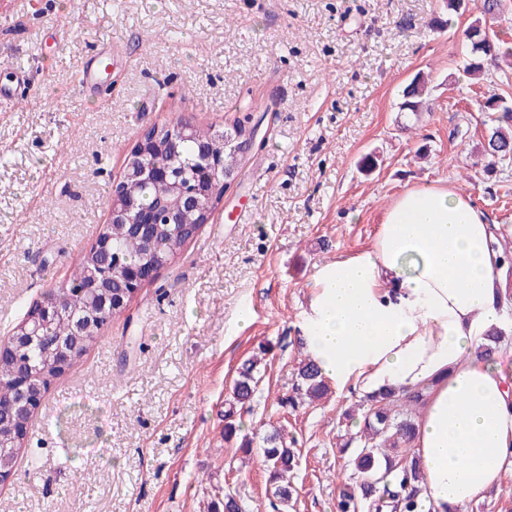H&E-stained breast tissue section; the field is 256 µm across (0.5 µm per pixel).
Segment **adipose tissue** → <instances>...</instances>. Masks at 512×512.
<instances>
[{"mask_svg":"<svg viewBox=\"0 0 512 512\" xmlns=\"http://www.w3.org/2000/svg\"><path fill=\"white\" fill-rule=\"evenodd\" d=\"M469 195L411 187L371 245L320 265L299 329L339 387L367 398L425 388L413 455L421 512H467L512 473V360L481 355L504 329V254Z\"/></svg>","mask_w":512,"mask_h":512,"instance_id":"ef3b65f1","label":"adipose tissue"}]
</instances>
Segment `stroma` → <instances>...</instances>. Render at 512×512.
<instances>
[{"mask_svg":"<svg viewBox=\"0 0 512 512\" xmlns=\"http://www.w3.org/2000/svg\"><path fill=\"white\" fill-rule=\"evenodd\" d=\"M435 16L444 0H0V84L28 70L22 101L0 105V341L95 242L145 131L258 118L263 136L210 222L53 380L0 512H207L228 492L273 512L266 471L224 440L237 369L258 354L243 430L292 441L288 512H336L358 398L278 404L317 267L369 247L405 188L439 182L512 247V163L488 166L476 105L512 67L468 75L474 11L432 30ZM108 39L120 57L92 101L79 69ZM419 74L429 110L400 111Z\"/></svg>","mask_w":512,"mask_h":512,"instance_id":"1","label":"stroma"}]
</instances>
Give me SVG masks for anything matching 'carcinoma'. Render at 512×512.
Here are the masks:
<instances>
[{
  "label": "carcinoma",
  "mask_w": 512,
  "mask_h": 512,
  "mask_svg": "<svg viewBox=\"0 0 512 512\" xmlns=\"http://www.w3.org/2000/svg\"><path fill=\"white\" fill-rule=\"evenodd\" d=\"M475 8L479 12L465 31L470 42L469 60L466 70L473 76L486 72L485 64L499 66L509 54L499 52L501 39L486 27L483 19L494 18L501 9V0H478ZM427 86L424 78L415 77L403 91L402 109L420 112L426 107ZM487 113L484 152L488 164L512 159V94H493L482 105ZM211 135L209 129H195L194 138L184 140L179 147V156L173 158L167 150L153 147L141 157V163L170 164L178 174L182 185L191 190L197 184L202 161L196 153V141ZM242 143L234 145L214 144V153L224 158L227 170L239 168L243 158ZM128 194L138 206L148 211L149 224L104 225L99 237L108 240V247L95 254H83L73 277L66 283L49 289L47 298L61 299L66 304L69 316L42 324L39 337L23 343L0 361V448L4 449L7 464L15 463L21 445L11 437L16 420L10 403L20 398L15 381L21 376L31 378L36 390H47L51 382L62 373L55 366L54 348L47 343L56 339L68 343L74 350L67 366L78 361L86 345L96 336L110 312L92 311L86 300L91 289L93 273L99 269L111 273L112 293L124 294L128 289L125 272L129 265L149 263L161 268L169 265L182 246L205 224L206 216L195 212L184 218L181 224L167 221L169 210L176 207L175 198L168 186L155 181L140 182L129 186ZM152 246L145 244V239ZM257 362L242 365L233 382L232 397L224 411V441L240 439L238 450L246 455L257 452L268 472L272 497L281 509L290 506L295 488L288 474L297 467L295 449L288 447L285 435L275 429L266 434L260 448H253V439L240 435L237 417L249 411L260 378L256 377ZM329 390L325 377L309 358L299 360L293 395L288 405L296 408L304 401L322 398ZM423 393L420 390L403 394L386 392L370 399V404L360 408L359 430L350 435L342 448L352 449L350 464L354 468L353 479L342 483L336 498V512H378L391 509L393 512H417L416 485L422 480L420 464L410 455V445L415 432V419ZM211 512H242L236 497L226 493L211 502Z\"/></svg>",
  "instance_id": "obj_1"
}]
</instances>
